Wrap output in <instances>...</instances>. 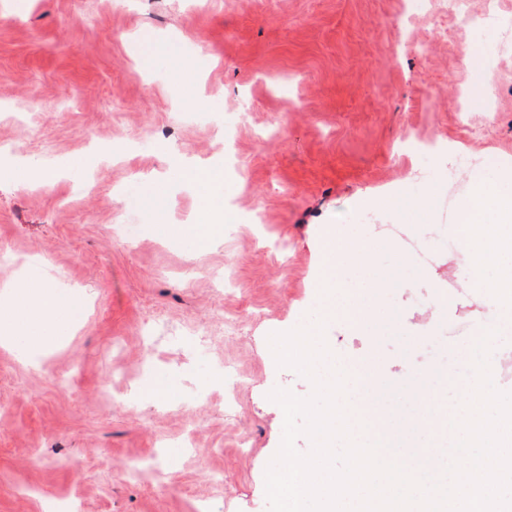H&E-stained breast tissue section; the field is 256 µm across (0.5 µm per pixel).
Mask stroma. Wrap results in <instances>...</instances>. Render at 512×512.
Returning <instances> with one entry per match:
<instances>
[{"mask_svg": "<svg viewBox=\"0 0 512 512\" xmlns=\"http://www.w3.org/2000/svg\"><path fill=\"white\" fill-rule=\"evenodd\" d=\"M438 8L0 0V318L19 281L65 314L51 336L0 345V512H268L284 422L268 395L313 391L268 338L319 318L311 284L335 226L374 241L348 268H372L363 296L381 313L367 337L329 322L326 342L341 362L378 352L392 448H424L416 400L460 402L440 357L471 343L479 306L459 251L416 267L384 227L451 233L473 178L512 184V57L473 75L470 30ZM477 79L499 106L469 103L464 126L456 92ZM409 129L489 164L420 177ZM176 161L223 167L219 234L195 233L200 192ZM60 164L51 186L26 175ZM156 455L166 478L127 479Z\"/></svg>", "mask_w": 512, "mask_h": 512, "instance_id": "35a3bbf8", "label": "stroma"}]
</instances>
